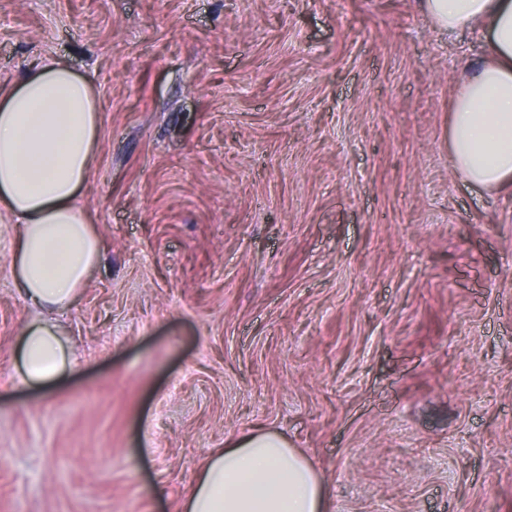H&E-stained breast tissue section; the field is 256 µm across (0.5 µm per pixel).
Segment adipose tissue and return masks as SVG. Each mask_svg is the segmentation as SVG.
Instances as JSON below:
<instances>
[{"instance_id": "adipose-tissue-1", "label": "adipose tissue", "mask_w": 512, "mask_h": 512, "mask_svg": "<svg viewBox=\"0 0 512 512\" xmlns=\"http://www.w3.org/2000/svg\"><path fill=\"white\" fill-rule=\"evenodd\" d=\"M441 30L481 27L487 52L457 94L448 153L467 182L512 187V0H421ZM103 106L92 85L60 61L39 65L0 94V210L17 229L10 269L33 305L77 301L103 253L79 205L96 157ZM14 368L41 386L71 369L64 332L50 319L25 324ZM328 491L312 463L272 430L244 433L206 460L184 512H326Z\"/></svg>"}]
</instances>
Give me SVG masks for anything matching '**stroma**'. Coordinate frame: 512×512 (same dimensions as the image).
I'll list each match as a JSON object with an SVG mask.
<instances>
[{
	"mask_svg": "<svg viewBox=\"0 0 512 512\" xmlns=\"http://www.w3.org/2000/svg\"><path fill=\"white\" fill-rule=\"evenodd\" d=\"M485 47L419 0H0V91L55 58L104 107L42 387L0 211V512H180L257 427L329 512H512V188L448 156ZM63 336L60 325L51 319H38L23 326L14 353V368L23 383L45 385L71 370Z\"/></svg>",
	"mask_w": 512,
	"mask_h": 512,
	"instance_id": "35a3bbf8",
	"label": "stroma"
}]
</instances>
